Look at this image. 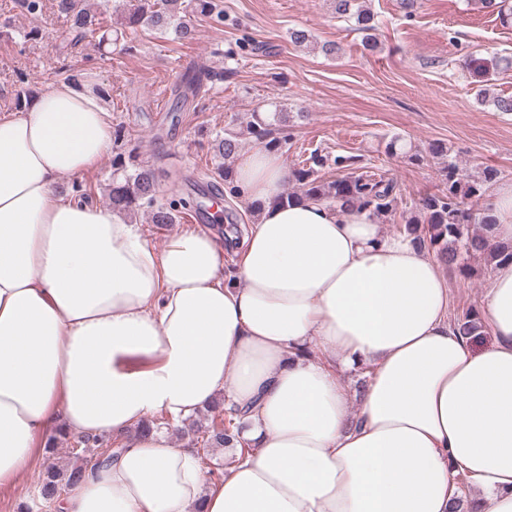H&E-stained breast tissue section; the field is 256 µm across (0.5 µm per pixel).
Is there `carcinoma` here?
I'll return each mask as SVG.
<instances>
[{
    "label": "carcinoma",
    "instance_id": "obj_1",
    "mask_svg": "<svg viewBox=\"0 0 512 512\" xmlns=\"http://www.w3.org/2000/svg\"><path fill=\"white\" fill-rule=\"evenodd\" d=\"M481 5L497 13L504 26H512V5L509 0H480ZM56 10L66 20L72 41L78 43L87 36L100 34L101 46L112 44L118 38L112 31L103 28L99 17L90 8L88 0H56ZM336 17L354 20L355 29L363 33L362 46L370 50L375 45L379 22L377 16L364 0H332ZM192 11L207 17L223 19V12L217 9L214 0H136L124 4L121 26L129 29L147 28L164 35L174 32L177 39L191 42L196 30L186 20V13ZM224 72L206 68L198 73H185L181 77L185 91L197 93L203 79L221 80ZM20 90L16 93L15 108L24 110L39 96L32 89V83L24 74H19ZM288 113L276 107L265 109L258 106L250 113L246 131L234 128L224 129L217 136L216 149L221 159L217 172L224 181V191L232 197L237 195L233 184L234 158L242 148V137L249 135L266 147L281 150L288 144L285 125ZM126 128L117 125L112 128V188L109 204L112 209L127 214L145 213L152 224H174L177 213L198 206L191 197L180 198L169 204L157 199L158 175L154 167L138 161V155L125 150L123 142ZM430 153L441 160L439 169L441 187L435 193L423 196L416 205L418 215L410 217L405 231L413 236L414 242L422 249L435 254L448 269L459 273L465 280L471 279L476 271L467 259L482 258L489 263L512 262V243L504 244L492 238L491 228L494 219L486 197L490 184L497 181L499 172L485 169L475 177L451 158L448 147L440 142L430 144ZM328 161V156L313 153L311 164L298 165L290 169L288 183L296 191L285 192L278 203L287 204L301 199L339 203L343 206L365 209L381 216L393 213L398 206L397 184L391 178L362 172L346 175L333 180H325L318 175L315 166ZM483 328L476 313L469 311L457 321L456 330L463 336H470ZM211 423L204 427L206 442L216 447H231L233 439L244 428V413L232 409L223 411L220 406H212ZM82 464L67 469L49 467L41 479L39 496L48 502L60 496V491L80 481L85 472L86 457Z\"/></svg>",
    "mask_w": 512,
    "mask_h": 512
}]
</instances>
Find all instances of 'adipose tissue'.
I'll return each mask as SVG.
<instances>
[{
  "instance_id": "obj_1",
  "label": "adipose tissue",
  "mask_w": 512,
  "mask_h": 512,
  "mask_svg": "<svg viewBox=\"0 0 512 512\" xmlns=\"http://www.w3.org/2000/svg\"><path fill=\"white\" fill-rule=\"evenodd\" d=\"M112 148L92 83L60 80L0 116V487L47 438L121 436L58 512H512V263L484 299L494 342L448 321L438 262L369 211L278 204L279 151L235 165L261 203L233 258L210 232L150 246L118 211L61 192ZM322 349L324 360L314 359ZM368 367L359 402L340 375ZM246 426L220 480L169 429L216 396Z\"/></svg>"
}]
</instances>
